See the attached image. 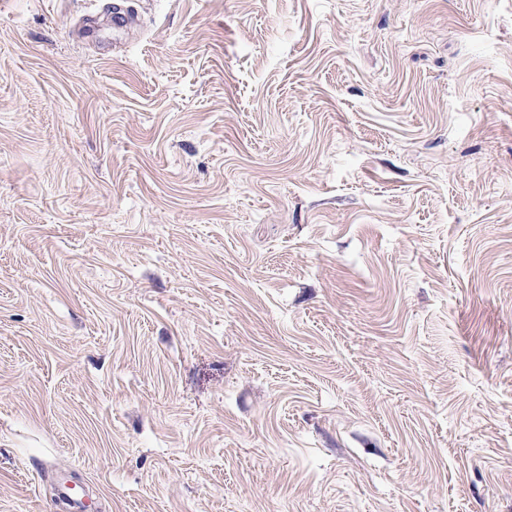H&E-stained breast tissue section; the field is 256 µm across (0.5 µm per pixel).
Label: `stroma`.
<instances>
[{"mask_svg": "<svg viewBox=\"0 0 512 512\" xmlns=\"http://www.w3.org/2000/svg\"><path fill=\"white\" fill-rule=\"evenodd\" d=\"M60 484L512 512V0H0V512Z\"/></svg>", "mask_w": 512, "mask_h": 512, "instance_id": "stroma-1", "label": "stroma"}]
</instances>
